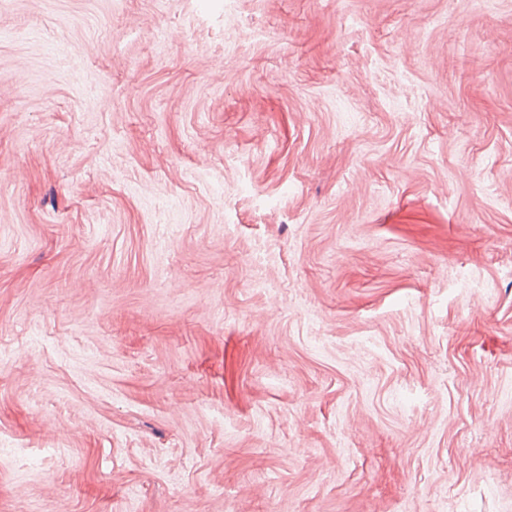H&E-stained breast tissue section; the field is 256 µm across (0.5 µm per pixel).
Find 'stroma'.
<instances>
[{
	"mask_svg": "<svg viewBox=\"0 0 512 512\" xmlns=\"http://www.w3.org/2000/svg\"><path fill=\"white\" fill-rule=\"evenodd\" d=\"M0 512H512V0H0Z\"/></svg>",
	"mask_w": 512,
	"mask_h": 512,
	"instance_id": "stroma-1",
	"label": "stroma"
}]
</instances>
